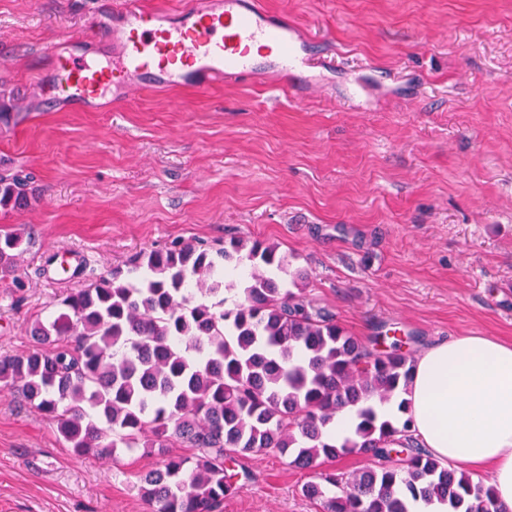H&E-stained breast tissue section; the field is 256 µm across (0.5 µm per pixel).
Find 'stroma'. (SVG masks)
<instances>
[{
    "label": "stroma",
    "instance_id": "1",
    "mask_svg": "<svg viewBox=\"0 0 512 512\" xmlns=\"http://www.w3.org/2000/svg\"><path fill=\"white\" fill-rule=\"evenodd\" d=\"M107 0H0V173L30 235L0 269V354L58 299L136 253L231 239L277 244L308 300L360 340L419 354L451 336L512 339V0H264L339 63L300 100L250 80L152 90L99 112L51 105V49L79 46ZM364 88L357 103L346 86ZM89 255L83 276L46 254ZM80 457L0 390V512H151L143 448ZM224 512H320L308 471L250 455ZM25 180L6 173L0 174V208H20L28 205Z\"/></svg>",
    "mask_w": 512,
    "mask_h": 512
}]
</instances>
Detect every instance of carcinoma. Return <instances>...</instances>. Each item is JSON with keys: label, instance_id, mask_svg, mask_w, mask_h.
<instances>
[{"label": "carcinoma", "instance_id": "obj_1", "mask_svg": "<svg viewBox=\"0 0 512 512\" xmlns=\"http://www.w3.org/2000/svg\"><path fill=\"white\" fill-rule=\"evenodd\" d=\"M28 201L25 180L1 173L0 208ZM25 244L1 236L0 264ZM232 263L247 264L249 278L228 279ZM302 279L277 245L258 241L142 251L33 320L32 349L0 356V388L47 417L78 456L193 449L138 476L153 512H223L241 489L232 464L269 452L315 472L301 493L322 512H411L420 502L508 512L484 481L420 448L410 419L378 416L375 401L408 389L413 360L402 341L369 348L307 300ZM346 408L353 434L330 443ZM349 454L367 464L318 471Z\"/></svg>", "mask_w": 512, "mask_h": 512}]
</instances>
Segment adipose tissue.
Instances as JSON below:
<instances>
[{
    "mask_svg": "<svg viewBox=\"0 0 512 512\" xmlns=\"http://www.w3.org/2000/svg\"><path fill=\"white\" fill-rule=\"evenodd\" d=\"M404 398L423 447L489 474L498 501L512 508V340L452 336L430 345Z\"/></svg>",
    "mask_w": 512,
    "mask_h": 512,
    "instance_id": "obj_1",
    "label": "adipose tissue"
}]
</instances>
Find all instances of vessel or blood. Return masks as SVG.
I'll return each instance as SVG.
<instances>
[{"mask_svg": "<svg viewBox=\"0 0 512 512\" xmlns=\"http://www.w3.org/2000/svg\"><path fill=\"white\" fill-rule=\"evenodd\" d=\"M90 27L110 39L98 56L54 54L42 75L47 93L86 110L121 90L123 102L154 89L206 91L209 78H257L273 73L294 85H312L321 67L316 40L262 0H188L176 11L145 0H114L94 12Z\"/></svg>", "mask_w": 512, "mask_h": 512, "instance_id": "obj_1", "label": "vessel or blood"}]
</instances>
